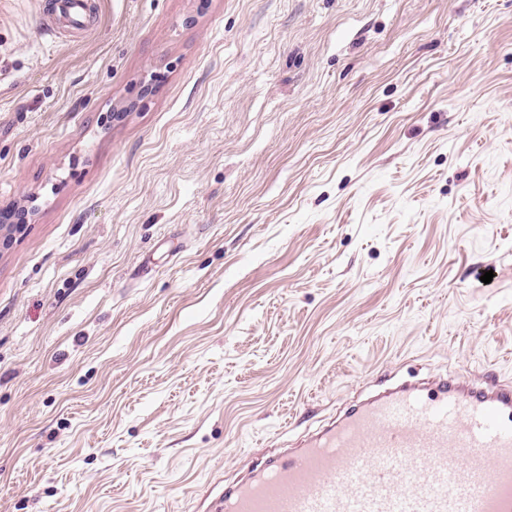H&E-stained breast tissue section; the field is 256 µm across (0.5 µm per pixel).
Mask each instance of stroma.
<instances>
[{
  "mask_svg": "<svg viewBox=\"0 0 512 512\" xmlns=\"http://www.w3.org/2000/svg\"><path fill=\"white\" fill-rule=\"evenodd\" d=\"M48 3L0 0V207L33 211L0 512H199L389 375L512 385V0H95L57 35Z\"/></svg>",
  "mask_w": 512,
  "mask_h": 512,
  "instance_id": "stroma-1",
  "label": "stroma"
}]
</instances>
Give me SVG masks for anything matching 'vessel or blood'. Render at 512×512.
<instances>
[{
	"label": "vessel or blood",
	"instance_id": "b4317fda",
	"mask_svg": "<svg viewBox=\"0 0 512 512\" xmlns=\"http://www.w3.org/2000/svg\"><path fill=\"white\" fill-rule=\"evenodd\" d=\"M69 28L89 0H60ZM203 512H512V387L456 376L350 407L298 448H277Z\"/></svg>",
	"mask_w": 512,
	"mask_h": 512
}]
</instances>
